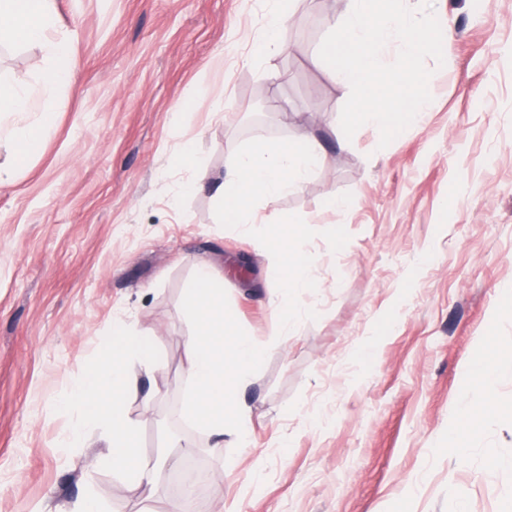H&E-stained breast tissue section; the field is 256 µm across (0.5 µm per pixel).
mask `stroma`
Returning a JSON list of instances; mask_svg holds the SVG:
<instances>
[{"label": "stroma", "instance_id": "1", "mask_svg": "<svg viewBox=\"0 0 512 512\" xmlns=\"http://www.w3.org/2000/svg\"><path fill=\"white\" fill-rule=\"evenodd\" d=\"M263 2L55 0L75 78L0 185V512H78L89 497L101 512H174L177 470L144 497L105 465L102 430L61 445L74 389L121 327L150 332L157 362L149 376L128 365L138 450L206 473L192 512H512V368L470 451L448 452L468 370L487 345L512 351V0H433L450 29L443 64L425 61L433 108L383 149L366 126L337 146L350 91L311 62L348 0H294L288 50L269 61L250 56ZM47 66L40 47L0 46L2 73L34 83ZM311 132L326 165L261 205L260 223H222L210 190L178 192ZM335 196L347 211L328 208ZM286 216L315 283L292 336L277 332L265 257ZM202 261L265 349L243 395L253 440L219 452L184 408V301Z\"/></svg>", "mask_w": 512, "mask_h": 512}]
</instances>
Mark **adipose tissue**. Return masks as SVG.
Instances as JSON below:
<instances>
[{"instance_id":"adipose-tissue-1","label":"adipose tissue","mask_w":512,"mask_h":512,"mask_svg":"<svg viewBox=\"0 0 512 512\" xmlns=\"http://www.w3.org/2000/svg\"><path fill=\"white\" fill-rule=\"evenodd\" d=\"M265 11V31L255 53L271 59L287 49L278 31L290 17L289 0H267ZM55 20V0H0V41L41 46L48 61L41 82L0 80V127L11 126L18 155L36 152L40 132L54 124L53 113L39 109L38 100L73 78L72 69L63 64L69 54L67 40L50 35ZM326 161L324 145L314 135L292 143L266 141L238 153L224 175L211 184L225 223H257L260 205L299 189ZM268 254L286 296L298 298L312 288L309 260L298 236L286 238L275 233ZM185 307L194 323L185 341L190 381L186 414L210 431L214 449L223 448L228 433L239 442H247L250 430L241 396L251 384L264 350L238 332L233 315L224 308V285L208 267H198ZM133 359L148 372L155 366L152 350L140 337L123 336L113 346L108 362L76 387L74 396L81 412L68 441L76 443L87 428H103L112 450L110 466L134 490L145 492L153 487L169 460L142 458L134 451L137 427L123 408L125 398L137 389L127 370L128 361ZM499 368L494 362L485 369L472 386V397L458 405L456 419L479 418L498 408L495 379Z\"/></svg>"}]
</instances>
